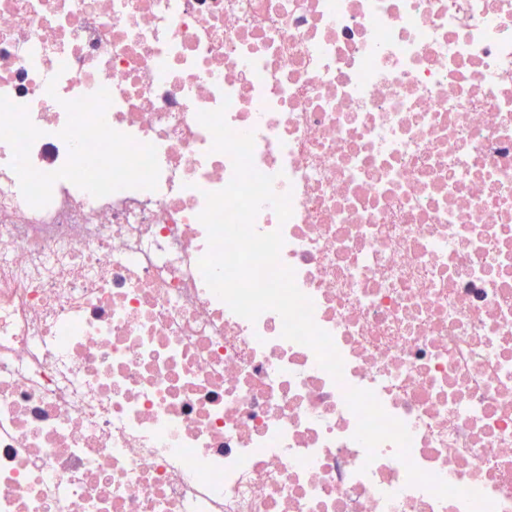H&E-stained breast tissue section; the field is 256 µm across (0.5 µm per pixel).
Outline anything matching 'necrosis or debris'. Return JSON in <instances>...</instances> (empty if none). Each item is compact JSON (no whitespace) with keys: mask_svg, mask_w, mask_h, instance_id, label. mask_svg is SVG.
Listing matches in <instances>:
<instances>
[{"mask_svg":"<svg viewBox=\"0 0 512 512\" xmlns=\"http://www.w3.org/2000/svg\"><path fill=\"white\" fill-rule=\"evenodd\" d=\"M102 87L156 189L0 141V512H512V0H0L34 168ZM221 107L342 383L199 269Z\"/></svg>","mask_w":512,"mask_h":512,"instance_id":"4bbe7bcc","label":"necrosis or debris"}]
</instances>
